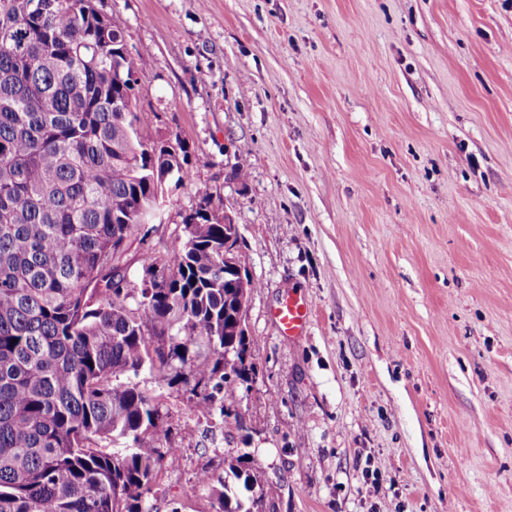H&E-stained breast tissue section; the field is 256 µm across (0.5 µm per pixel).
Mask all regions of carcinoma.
Masks as SVG:
<instances>
[{
    "mask_svg": "<svg viewBox=\"0 0 512 512\" xmlns=\"http://www.w3.org/2000/svg\"><path fill=\"white\" fill-rule=\"evenodd\" d=\"M146 65L94 0H0V512H148L178 461L160 451L164 390L207 381L191 408L217 398L227 417L254 371V338L224 335L236 276L204 210L126 278L123 243L191 177L184 143L142 124ZM229 470L210 489L250 512L257 480L243 457Z\"/></svg>",
    "mask_w": 512,
    "mask_h": 512,
    "instance_id": "cac0c4a2",
    "label": "carcinoma"
}]
</instances>
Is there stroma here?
Listing matches in <instances>:
<instances>
[{"label": "stroma", "mask_w": 512, "mask_h": 512, "mask_svg": "<svg viewBox=\"0 0 512 512\" xmlns=\"http://www.w3.org/2000/svg\"><path fill=\"white\" fill-rule=\"evenodd\" d=\"M141 115L192 177L140 259L231 213L258 284L255 373L224 445L168 390L182 451L155 512H219L200 470L246 457L262 512H512V0H100ZM247 175H234L237 161ZM313 303L305 335L271 315Z\"/></svg>", "instance_id": "35a3bbf8"}]
</instances>
